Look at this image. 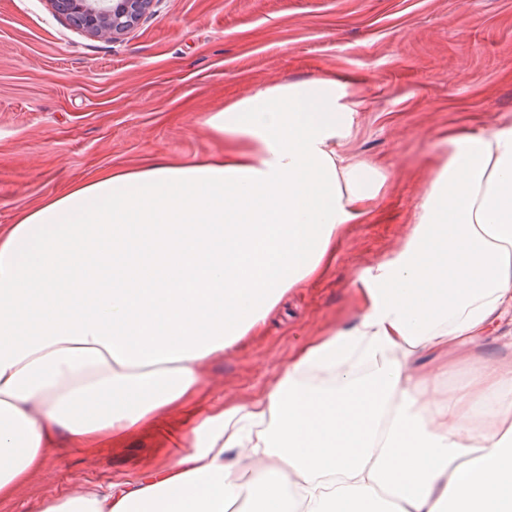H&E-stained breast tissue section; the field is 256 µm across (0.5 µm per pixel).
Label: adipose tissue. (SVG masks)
<instances>
[{"label": "adipose tissue", "mask_w": 512, "mask_h": 512, "mask_svg": "<svg viewBox=\"0 0 512 512\" xmlns=\"http://www.w3.org/2000/svg\"><path fill=\"white\" fill-rule=\"evenodd\" d=\"M361 105L340 72L261 84L206 114L222 154L104 172L0 232V499L49 449L176 434L188 452L41 512H512V359L472 356L448 393L425 362L512 314V119L443 139L352 322L259 396L210 393L211 362L372 218L388 175L343 151Z\"/></svg>", "instance_id": "1"}]
</instances>
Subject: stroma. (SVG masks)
Returning <instances> with one entry per match:
<instances>
[{"label":"stroma","mask_w":512,"mask_h":512,"mask_svg":"<svg viewBox=\"0 0 512 512\" xmlns=\"http://www.w3.org/2000/svg\"><path fill=\"white\" fill-rule=\"evenodd\" d=\"M337 69L363 102L346 150L391 178L330 271L288 294L261 339L212 362L216 394L259 393L298 337L352 321V275L405 234L438 139L512 116V0H155L117 42L83 34L46 0H0V229L101 172L219 153L206 113L270 79ZM173 454L138 437L90 462L55 449L0 512H40Z\"/></svg>","instance_id":"obj_1"}]
</instances>
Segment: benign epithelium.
<instances>
[{
	"label": "benign epithelium",
	"mask_w": 512,
	"mask_h": 512,
	"mask_svg": "<svg viewBox=\"0 0 512 512\" xmlns=\"http://www.w3.org/2000/svg\"><path fill=\"white\" fill-rule=\"evenodd\" d=\"M153 0H48L52 10L95 37L119 41L138 26Z\"/></svg>",
	"instance_id": "obj_1"
}]
</instances>
